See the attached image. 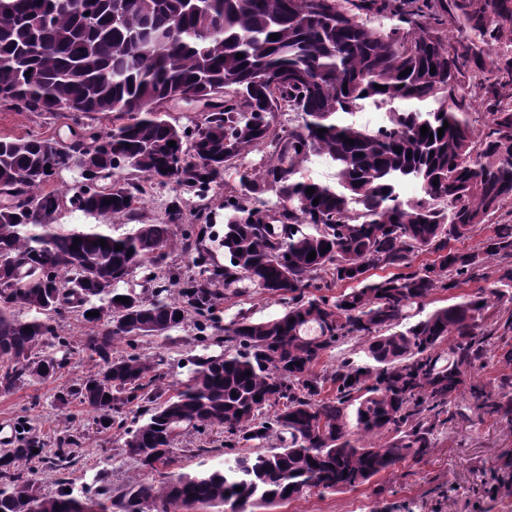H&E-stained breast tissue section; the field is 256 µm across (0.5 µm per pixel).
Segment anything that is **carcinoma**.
Returning <instances> with one entry per match:
<instances>
[{"label":"carcinoma","mask_w":512,"mask_h":512,"mask_svg":"<svg viewBox=\"0 0 512 512\" xmlns=\"http://www.w3.org/2000/svg\"><path fill=\"white\" fill-rule=\"evenodd\" d=\"M450 22L461 36L448 37ZM508 29L512 0H0V102L37 113L82 106L68 147L33 132L0 137V390L48 379L86 352L99 369L57 400H79L101 427L135 406L142 421L124 446L142 467L169 466L183 431L220 427L227 447L244 448L160 486L103 491L97 512H141L149 501L157 512L197 504L246 512L312 490H353L428 456L461 400L512 414L511 392L496 398L473 377L490 341L512 329ZM155 37L165 46L153 55ZM185 93L224 105L179 126L162 108ZM368 100L389 107L375 130L347 122ZM284 111L302 113L303 123L279 125ZM102 113L119 124L83 122ZM252 151L267 164L231 184L237 159ZM191 154L201 162L180 163ZM74 155L89 159L78 185L45 191ZM312 156L334 165L335 184L300 175ZM406 181L417 196H400ZM146 182L175 192L158 224L115 237L108 224L67 231L54 223L65 204L132 218ZM221 185L222 265L196 231L211 218L200 210L187 217L181 200ZM268 192L278 199L273 209ZM187 223L175 240L172 225ZM482 224L492 230L478 249L448 247ZM176 249L198 274L166 271ZM426 254L432 259L413 268ZM490 260L503 265L498 283L420 319L410 313ZM138 270L149 288L116 289ZM220 281H245L288 299V308L268 320L242 310L225 327L220 293L209 288ZM342 284L336 295L319 294ZM74 308L92 325L77 347L55 326ZM189 322L201 352L173 396L164 397L163 358L112 355L119 340L170 341ZM348 337L358 338L363 359L316 370ZM384 432L394 436L375 444ZM41 449L31 438L0 456V512H83L74 492L47 496L12 472L18 460H42Z\"/></svg>","instance_id":"1"}]
</instances>
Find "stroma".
<instances>
[{
  "instance_id": "obj_1",
  "label": "stroma",
  "mask_w": 512,
  "mask_h": 512,
  "mask_svg": "<svg viewBox=\"0 0 512 512\" xmlns=\"http://www.w3.org/2000/svg\"><path fill=\"white\" fill-rule=\"evenodd\" d=\"M70 120L48 113L19 112L0 105V136L28 132L55 137L61 143L70 140ZM170 188L148 189L136 220L115 217L110 221L113 235L132 232L137 224H155L165 217L172 198ZM247 309L253 319L277 317L284 310L281 300L243 286L226 290L219 305L223 324L234 321L240 310ZM192 326L175 331L173 344L143 337L136 344L119 343L115 354L130 351L162 356L166 362V386L177 388L187 381L188 359L197 354ZM97 360L80 353L57 377L22 384L12 392H0V421L20 426L21 436L37 437L48 449H55L58 439L73 435L78 446L76 464L66 471L39 468L35 480L45 495L61 488H73L75 494L96 493L101 487L121 492L137 482L155 485L166 481L169 473L191 472L235 457V449L225 447L224 435L205 429L183 435L173 447L170 469L147 471L124 450L125 430L135 428L139 418L134 408L116 413L122 428L103 430L92 423L78 400L60 405L59 392L78 378L96 371ZM512 458V417L463 410L455 415L439 436L433 452L422 461L407 460L377 476L375 484L341 493L312 491L266 512H512V476L501 474L504 459Z\"/></svg>"
}]
</instances>
